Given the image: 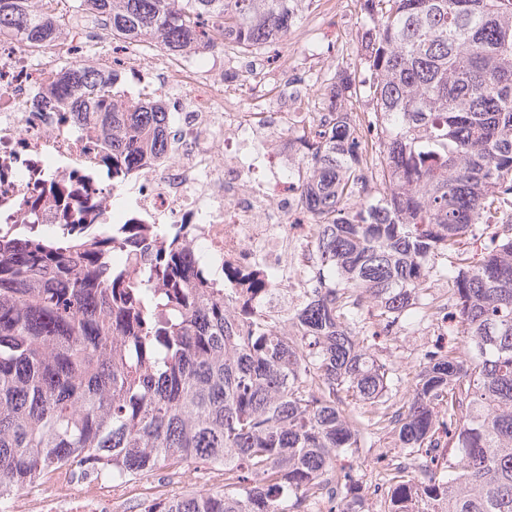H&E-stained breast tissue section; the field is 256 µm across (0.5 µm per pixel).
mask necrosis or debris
I'll return each instance as SVG.
<instances>
[{
    "mask_svg": "<svg viewBox=\"0 0 512 512\" xmlns=\"http://www.w3.org/2000/svg\"><path fill=\"white\" fill-rule=\"evenodd\" d=\"M72 54L69 39L19 46L0 39V223L65 224L86 241L123 225L140 238L158 224L192 240L222 273L237 314L288 313L281 301L306 283L296 246L310 226L288 178V154L275 148L273 125L246 124L239 101L224 90L218 64L164 53L128 52L121 68L140 96L190 87L174 100L179 120L165 153L132 168L90 135L78 132L60 106ZM122 500L60 475L32 500L5 512H124Z\"/></svg>",
    "mask_w": 512,
    "mask_h": 512,
    "instance_id": "1",
    "label": "necrosis or debris"
}]
</instances>
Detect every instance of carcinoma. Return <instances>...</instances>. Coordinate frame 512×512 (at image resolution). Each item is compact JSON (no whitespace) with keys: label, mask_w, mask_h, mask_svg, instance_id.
<instances>
[{"label":"carcinoma","mask_w":512,"mask_h":512,"mask_svg":"<svg viewBox=\"0 0 512 512\" xmlns=\"http://www.w3.org/2000/svg\"><path fill=\"white\" fill-rule=\"evenodd\" d=\"M34 0H0V35L56 38ZM301 0H71L113 49L171 55L220 39L270 47ZM359 67L295 138L288 178L314 217L316 286L279 324L241 318L222 288L188 277L201 257L157 226L138 266L112 265L118 232L76 244L34 224L0 231V503L51 472L130 481L162 468L223 484L144 512H369L333 469L365 445L349 393L398 448L384 512H512V225L477 265L436 263L512 210V0H363ZM108 65H76L74 126L136 164L165 149L172 113L126 102ZM364 97L361 117L346 106ZM448 280L467 351L423 354L406 409L390 367L360 346L364 303L392 325Z\"/></svg>","instance_id":"carcinoma-1"}]
</instances>
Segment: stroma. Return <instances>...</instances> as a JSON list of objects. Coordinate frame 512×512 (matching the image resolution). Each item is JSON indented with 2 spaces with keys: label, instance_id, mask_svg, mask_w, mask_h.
I'll return each mask as SVG.
<instances>
[{
  "label": "stroma",
  "instance_id": "35a3bbf8",
  "mask_svg": "<svg viewBox=\"0 0 512 512\" xmlns=\"http://www.w3.org/2000/svg\"><path fill=\"white\" fill-rule=\"evenodd\" d=\"M360 0H306L300 25L288 38L264 51H226L224 82L229 86L264 83L271 90L268 113H287L289 120L308 119L321 111L326 81L358 63ZM426 315L385 330L376 309L364 305L357 339L391 369L397 403L407 401V390L425 351L438 346L465 351L464 338L448 314L454 296L446 281H429L425 290ZM390 433L378 431L370 448L351 464L353 479L367 497L370 512H384L383 468L394 455ZM193 484L175 469H162L124 483L135 506L162 494L181 493Z\"/></svg>",
  "mask_w": 512,
  "mask_h": 512
}]
</instances>
